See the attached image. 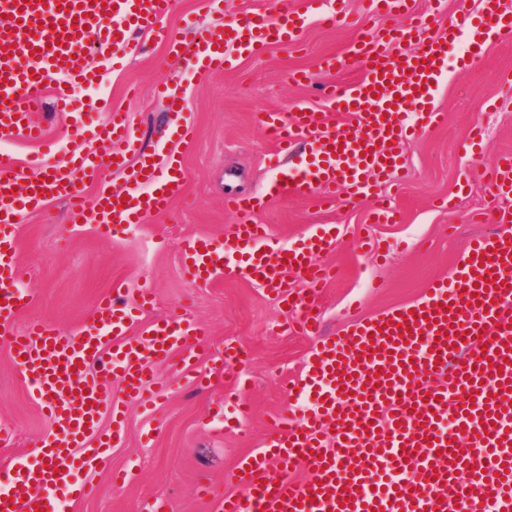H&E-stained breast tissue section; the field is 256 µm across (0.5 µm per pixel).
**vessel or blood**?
I'll return each mask as SVG.
<instances>
[{"label": "vessel or blood", "mask_w": 512, "mask_h": 512, "mask_svg": "<svg viewBox=\"0 0 512 512\" xmlns=\"http://www.w3.org/2000/svg\"><path fill=\"white\" fill-rule=\"evenodd\" d=\"M325 0H302L272 14L247 13L224 30L199 34L190 64L211 73L230 66L225 44L257 56L271 43L290 42L304 11ZM177 0H0V139L37 141L31 114L44 90L58 110L68 108L72 87L95 83L97 71L77 61L89 32L100 48L130 46L138 32H150L170 46L176 34L162 24ZM377 17L404 16L394 36L398 52L376 40H358L330 67H358L361 78L334 83L322 92L329 111L350 115L347 125L329 124L315 112L297 108L289 117L258 113L280 151L309 147L296 169L278 173L273 190L228 193L224 207L237 214L231 236L184 240L181 255L192 283L208 286L224 273L258 283L293 313L292 330L318 334L320 299L332 279L318 258L336 242L332 227L312 229L295 248L271 244L254 215L275 195L292 194L332 205L372 194L374 178L401 170L404 141L417 131L443 124L434 104L435 83L448 58L445 37H427L429 16H414L409 0H375ZM449 34L465 32L469 46L483 48L492 37L512 33L501 0H480V10L448 18ZM163 97L179 121V140L191 142L195 127L183 119L178 95ZM137 148L138 140L121 113L95 132ZM113 155L73 144L67 165L40 158L20 162L0 151V335L24 381L56 427L40 450L39 462L17 463L19 488L0 491V512H53L49 494L71 473L105 459L125 426L124 412L112 405L103 379L120 376L128 400L151 402L156 364L176 360L185 377L199 378L200 351L209 343L197 323L172 315L152 321L145 336L128 335L134 313L126 289L112 285L95 304L92 325L64 334L35 320L20 333L12 318L31 300L22 286L15 227L29 208L49 198L68 201L74 219L97 217L101 233L116 224H141L168 211L183 189L179 160L165 170L139 151L126 192L100 194L87 204L72 172L94 176L114 166ZM489 195L512 192V154L497 158L487 183ZM300 278L308 290L293 289ZM447 371L448 381L430 380ZM293 401L278 415L266 448L238 465L242 490L221 498L220 512H512V236L492 234L465 249L460 266L429 282L420 299L400 310L355 321L336 336H320L307 369L288 388ZM112 415V433L100 430L103 412ZM334 425L336 445L321 435ZM96 447H87L89 437ZM305 465L313 477L293 482L290 471Z\"/></svg>", "instance_id": "vessel-or-blood-1"}]
</instances>
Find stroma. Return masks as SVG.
<instances>
[{"mask_svg":"<svg viewBox=\"0 0 512 512\" xmlns=\"http://www.w3.org/2000/svg\"><path fill=\"white\" fill-rule=\"evenodd\" d=\"M274 7L273 0H178L166 24L188 46L197 28L220 29L242 13ZM394 24L369 16L364 0H333L306 20L295 43L272 45L261 56L204 76L143 34L135 35L123 67L112 68L90 35L83 54L101 72L100 94L80 88L71 110L62 113L50 95L42 96L34 118L46 130L51 163H66L71 130L106 124L118 111L126 113L142 149L160 157L179 154L186 181L167 214L117 225L106 235L96 225L70 223L69 206L59 200L24 216L17 260L33 298L13 328L44 320L65 333L81 330L92 323L98 296L120 282L129 290L128 302H135L137 288L153 293L152 306L131 323L130 335L176 314L203 324L210 338L199 363L207 379L196 383L170 364H157L151 404L130 406L125 432L105 463L75 473L76 482L94 486V494L74 502L57 491L53 505H66L67 512H146L153 503L160 512H218V494L238 491L239 461L270 440L277 414L290 401L288 383L303 375L317 339L291 333L287 309L248 281L221 276L205 288L192 284L183 271L182 243L196 236L225 239L237 222L224 210L225 193L266 188L287 166L257 113L287 114L299 105L322 109L321 86L355 81L360 71L321 70L318 62L344 53L357 37L383 36ZM462 55V44L449 46L446 78L435 99L446 124L405 142L403 176L376 183L377 194L392 197L397 222L371 223L364 198L327 209L293 195L274 200L255 218L283 247L299 244L311 226H335L336 246L320 256L339 272L321 293L324 335L416 301L430 280L460 263L469 238L500 232L497 213L512 211V196L494 199L485 190L495 154L512 153V36L494 38L473 62ZM297 72L310 74V82H293ZM160 84L186 99L193 143L180 144L174 135L166 103L155 94ZM477 123L489 144L480 161L464 149ZM229 343L245 350L239 369L251 414L240 421L224 404L223 379L212 372ZM0 426L13 432L12 443L0 446V471L37 458L53 436L51 421L2 340ZM116 472L124 483H114Z\"/></svg>","mask_w":512,"mask_h":512,"instance_id":"1","label":"stroma"}]
</instances>
